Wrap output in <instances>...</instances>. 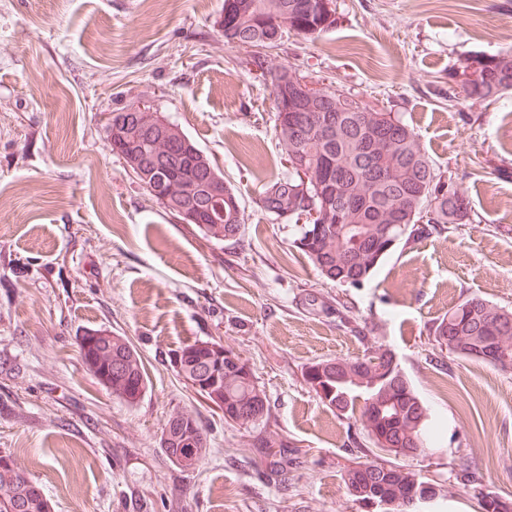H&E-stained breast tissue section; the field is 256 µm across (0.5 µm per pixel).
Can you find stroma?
<instances>
[{
  "mask_svg": "<svg viewBox=\"0 0 512 512\" xmlns=\"http://www.w3.org/2000/svg\"><path fill=\"white\" fill-rule=\"evenodd\" d=\"M224 0H0V455H11L53 512H372L342 481L358 433L309 392L308 362L364 346L320 310L341 299L379 325L437 428L408 467L444 488L440 507L478 512L455 478L512 500V372L432 360L427 328L459 301L512 308V94L449 105L448 76L471 54L512 50V0H333L336 26L272 49L302 76L386 107L455 176L470 221L397 246L361 287L324 281L292 245L290 221L259 193L286 162L270 89L219 31ZM154 102L219 166L245 212V243L207 239L142 188L112 153L113 112ZM108 329L137 347L147 389L133 405L86 370L76 338ZM234 348L270 400L271 429L297 445L287 486L265 472L279 451L176 375L173 350ZM197 412L209 452L183 471L160 437Z\"/></svg>",
  "mask_w": 512,
  "mask_h": 512,
  "instance_id": "obj_1",
  "label": "stroma"
}]
</instances>
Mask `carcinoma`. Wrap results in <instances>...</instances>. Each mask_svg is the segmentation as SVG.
I'll list each match as a JSON object with an SVG mask.
<instances>
[{"label": "carcinoma", "instance_id": "1", "mask_svg": "<svg viewBox=\"0 0 512 512\" xmlns=\"http://www.w3.org/2000/svg\"><path fill=\"white\" fill-rule=\"evenodd\" d=\"M304 0H224L218 24L228 43L237 38L251 49L245 65L260 70L283 67L268 53L283 34L294 32L318 36L335 24L331 0L325 10L304 12ZM478 65L472 69V65ZM472 69L474 78L466 77ZM463 79L448 82V101H493L512 92V52L473 54L460 67ZM297 72L270 90L272 108L294 95ZM330 100L323 110H336L330 132L310 124L296 130L289 113L274 112V128L289 166L281 176L262 186L261 209L274 219L294 221L296 247L318 269L321 276L342 286L358 288L369 279L391 252L388 244L406 243L444 235L470 219L469 201L458 188L455 177L436 170L422 149L416 133L394 112L379 109L360 111L362 101L350 92L326 87ZM181 127L173 124L172 135L157 138L147 133L140 112H114L106 127L113 153L130 163L137 160L135 177L145 186L158 183L169 201L200 209L195 226L217 241L238 245L245 233V209H225L224 221L214 222L216 201L208 194L210 185L224 181L213 160L200 155L193 140L181 138ZM309 178L304 184L303 177ZM331 181L337 194L326 201L318 185ZM279 188L287 199L275 205L265 194ZM329 213L327 221L303 220L311 211ZM336 317L352 326L363 355L327 358L308 363L302 376L309 390L336 415L347 420L348 428L360 427L372 447L394 456H408L409 450L428 447L432 435L428 407L402 372L394 354L375 341V328L357 318L336 311ZM438 350L439 363L445 355L486 361L502 371L512 370V310L485 299L472 297L454 305L427 328ZM199 340L175 351L171 362L177 376L203 378L194 390L224 413V422L252 430L268 425L270 402L253 369H231ZM497 347L495 361L483 357L489 345ZM83 365L115 398L133 405L147 388V375L138 350L125 336L107 329H90L79 337ZM380 363L374 365L372 360ZM167 459L182 470L195 465L193 454L206 453L207 434L197 414L178 411L169 416L160 437ZM0 512L6 504H19L22 512H51V501L40 485L11 456L0 455ZM430 482L428 496L434 502L443 488L434 480L405 465L365 459L353 470L345 469L342 480L354 501L400 502L411 482ZM482 512H512V501L487 489L476 496Z\"/></svg>", "mask_w": 512, "mask_h": 512}]
</instances>
